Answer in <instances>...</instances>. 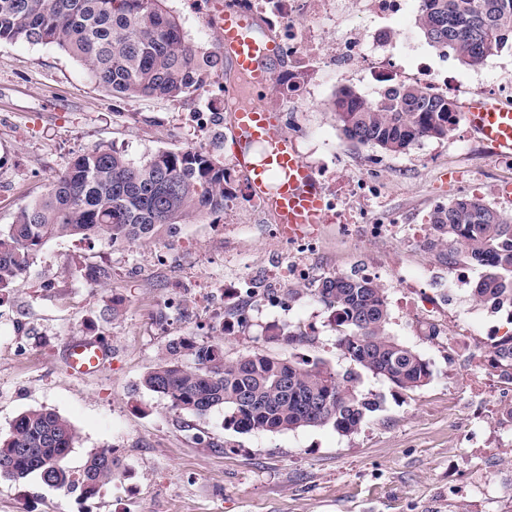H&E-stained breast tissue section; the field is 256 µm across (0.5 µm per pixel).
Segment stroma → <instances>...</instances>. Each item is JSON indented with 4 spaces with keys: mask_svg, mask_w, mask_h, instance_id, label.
<instances>
[{
    "mask_svg": "<svg viewBox=\"0 0 512 512\" xmlns=\"http://www.w3.org/2000/svg\"><path fill=\"white\" fill-rule=\"evenodd\" d=\"M225 3L165 0L186 38L207 54L218 51L207 18ZM394 24L410 38L396 55L399 79L413 80L419 64L428 63L454 77L455 99L463 104L512 74L510 48L468 68L427 44L415 8ZM373 62L370 68L320 66L306 76L300 100L283 94L288 70L277 65L268 100L316 170L336 163L349 177L372 168L380 175L385 191L368 216L396 225L395 237L344 238L336 224H323L311 262L322 276L356 274L378 263L389 287V332L429 362V383L405 392L363 374L360 390L379 396L381 408L349 435L329 426L237 433L225 429L221 411H172L140 381L164 346L182 336L223 344L230 359L260 348L348 368L326 306L305 290L274 307L252 304L247 326L222 328L224 310L240 302L232 282L263 284L269 268L288 263L287 248L270 245L273 217L246 196L180 225L172 237L120 247L97 238L52 239L24 280L0 294V434L24 411L45 406L79 433L71 467L109 448L120 469L87 500L47 486L35 473L20 482L0 478V512H512V465L504 463L512 423L473 415L469 361L448 348L460 328L483 334L503 323V313L450 318L441 336L430 338L395 287L404 275L419 281L423 295L464 303L467 289L449 286L443 255L408 245L409 229L465 194L512 213V172L498 166L495 153L461 120L446 137L404 154L347 142L330 102L344 87L377 97L388 72L382 55ZM101 143L134 160L160 149L200 147L233 166L224 79H208L184 99H126L98 88L84 66L56 46L0 42V225L45 195L68 161ZM476 169L482 181H459V174ZM95 265L111 267L108 285L86 280L85 268ZM117 299L121 315L104 318ZM268 325L301 326L313 336L288 346L263 337ZM74 337L96 338L110 350L98 374H67L64 347Z\"/></svg>",
    "mask_w": 512,
    "mask_h": 512,
    "instance_id": "stroma-1",
    "label": "stroma"
}]
</instances>
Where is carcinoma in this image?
<instances>
[{"label": "carcinoma", "instance_id": "obj_1", "mask_svg": "<svg viewBox=\"0 0 512 512\" xmlns=\"http://www.w3.org/2000/svg\"><path fill=\"white\" fill-rule=\"evenodd\" d=\"M418 28L434 48L451 51L463 66H479L512 47V0H419ZM55 45L84 65L105 92L129 99L178 100L211 75L223 59L201 55L186 40L164 0H0V41ZM340 89L331 107L344 137L357 145L404 153L425 138H441L459 106L419 83H392L375 99L356 96L344 105ZM231 173L202 148L162 150L135 161L98 144L74 157L39 200L20 207L0 228V293L20 283L50 239L101 238L134 243L173 234L205 214L224 210ZM438 241L448 245V266L460 259L483 268L473 300L512 310V215L476 195H464L429 216ZM314 295L338 327V346L354 368L343 373L321 361L276 357L256 348L235 359L219 343L194 336L169 341L140 386L176 412L224 410V428L238 433H282L332 426L348 435L380 409L358 389L360 372L402 391L428 384L431 369L414 349L387 332L385 289L346 274L323 278ZM269 340L299 344L302 330L265 328ZM494 361L512 373V337L495 345ZM79 442L74 425L58 412L36 407L0 436V478L21 481L37 473L67 493L96 495L112 481L119 461L112 449L90 453L75 471L68 457Z\"/></svg>", "mask_w": 512, "mask_h": 512}]
</instances>
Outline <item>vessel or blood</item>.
<instances>
[{"label": "vessel or blood", "mask_w": 512, "mask_h": 512, "mask_svg": "<svg viewBox=\"0 0 512 512\" xmlns=\"http://www.w3.org/2000/svg\"><path fill=\"white\" fill-rule=\"evenodd\" d=\"M208 24L218 49L228 56L237 78L250 90L272 87L273 62L283 56L280 42L260 36L254 15L224 9ZM470 132L496 154L512 156V109L490 97L470 99L463 110ZM234 163L247 181L252 198L271 213L287 236L316 231L324 223L326 195L317 171L301 156L296 139L284 127L277 108L254 98L234 107ZM109 358L96 340L75 337L65 346L67 372L73 377L98 373Z\"/></svg>", "instance_id": "1"}]
</instances>
